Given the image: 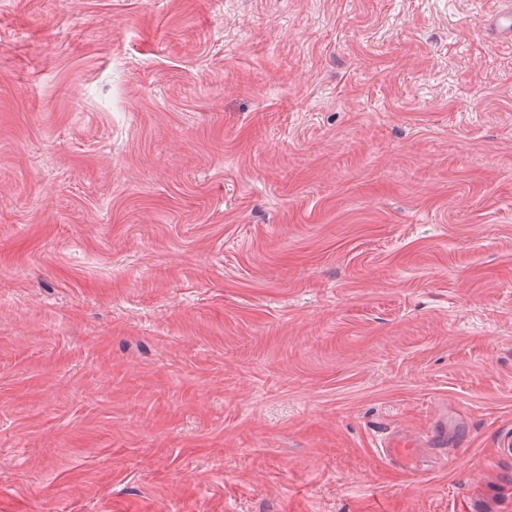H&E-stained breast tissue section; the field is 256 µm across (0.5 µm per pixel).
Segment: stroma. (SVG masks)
Masks as SVG:
<instances>
[{"label":"stroma","instance_id":"stroma-1","mask_svg":"<svg viewBox=\"0 0 512 512\" xmlns=\"http://www.w3.org/2000/svg\"><path fill=\"white\" fill-rule=\"evenodd\" d=\"M496 7L0 0V512H512Z\"/></svg>","mask_w":512,"mask_h":512}]
</instances>
